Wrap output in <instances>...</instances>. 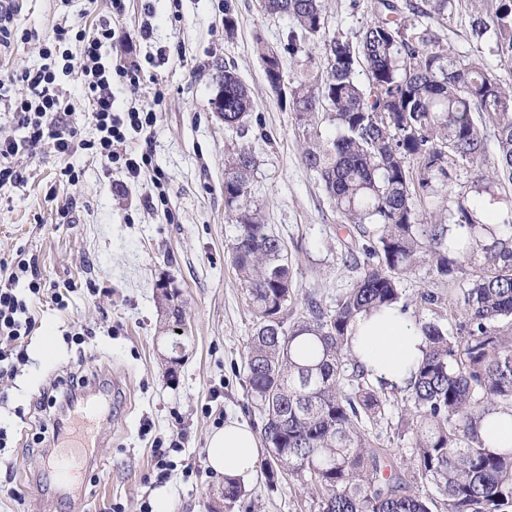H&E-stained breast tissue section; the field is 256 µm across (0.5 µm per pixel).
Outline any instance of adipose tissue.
<instances>
[{
  "label": "adipose tissue",
  "mask_w": 512,
  "mask_h": 512,
  "mask_svg": "<svg viewBox=\"0 0 512 512\" xmlns=\"http://www.w3.org/2000/svg\"><path fill=\"white\" fill-rule=\"evenodd\" d=\"M352 349L373 380L401 388L423 356V341L415 321L389 308L358 319ZM258 458L257 437L246 423L227 421L208 439L206 462L215 473L229 478L251 473Z\"/></svg>",
  "instance_id": "obj_1"
}]
</instances>
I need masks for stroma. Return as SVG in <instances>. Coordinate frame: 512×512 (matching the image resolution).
Instances as JSON below:
<instances>
[{
  "label": "stroma",
  "mask_w": 512,
  "mask_h": 512,
  "mask_svg": "<svg viewBox=\"0 0 512 512\" xmlns=\"http://www.w3.org/2000/svg\"><path fill=\"white\" fill-rule=\"evenodd\" d=\"M232 6L237 29L224 34V8ZM373 0H325L330 32L355 36L369 19ZM153 35L142 41L138 0L127 6L104 50L130 56L142 66L137 94L113 86L115 106H153L157 121L150 141L130 139L134 153L152 151L165 174L164 188L151 175L129 179L124 168L91 151L64 157L52 144L19 158L23 179L0 186V261L25 252L50 289L71 284L66 308L49 296L34 300L35 327L26 342L28 361L0 382V427L8 430L0 451V512H153L166 489L174 512H205L224 483L206 463L209 436L235 419L260 430L263 417L249 394L245 354L255 317L231 263L236 235L224 209V153L237 141L213 112L223 64L234 65L254 101L247 123L255 137L251 197L269 231L281 238L296 284L295 309L315 296L327 309L350 288L355 273L344 264L360 248L348 233L314 173L302 162L305 140L279 96L266 83L259 45H279L289 19L264 12L260 0H152ZM110 11L107 0H19L10 10V46H0V81L40 68V49L53 23L67 17L77 30H92ZM165 47L166 63L149 55ZM69 73L60 75L72 110L63 128L96 141L89 101L75 74L84 45L63 46ZM79 177L69 180L66 167ZM179 291L184 321L168 320L161 283ZM413 298L411 319H437L454 328L447 308L417 304L420 289H448L428 266L401 279ZM83 333L74 344V333ZM182 359L167 373L164 359L173 341ZM78 371L93 380L109 404L96 414L100 441L93 450L99 475L81 494L61 492L45 467L53 451L48 411L37 398ZM167 450L165 483L152 477V448ZM244 499L232 512H318L317 497L300 477L267 483L261 470L243 476Z\"/></svg>",
  "instance_id": "obj_1"
}]
</instances>
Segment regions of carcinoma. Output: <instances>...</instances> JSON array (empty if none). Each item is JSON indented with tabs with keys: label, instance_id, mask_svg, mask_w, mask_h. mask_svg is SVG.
<instances>
[{
	"label": "carcinoma",
	"instance_id": "cac0c4a2",
	"mask_svg": "<svg viewBox=\"0 0 512 512\" xmlns=\"http://www.w3.org/2000/svg\"><path fill=\"white\" fill-rule=\"evenodd\" d=\"M458 3L374 0L352 40L327 35L323 0H264V12L292 20L278 47H261L266 80L307 139L303 164L366 241L362 256L349 253L356 277L332 311L309 296L305 315L288 320V252L251 200L253 100L224 67L221 116L243 138L224 152V206L237 226L232 264L257 318L246 367L264 415L261 468L271 482L281 472L305 478L318 512H512V447L481 433L486 419L512 412V196L499 192L512 184V83L486 61L512 65V0H471L465 54L441 35ZM318 38L320 71L283 84L281 55L310 59L306 45ZM324 123L334 136L322 135ZM483 197L499 205L500 222L481 219L473 201ZM422 264L449 286L470 279L448 298L459 331L417 320L425 347L403 389L405 461L369 430L386 401L353 354L352 326L375 310H406L398 284ZM427 482L440 499L420 492ZM244 493L224 479L226 508Z\"/></svg>",
	"mask_w": 512,
	"mask_h": 512
}]
</instances>
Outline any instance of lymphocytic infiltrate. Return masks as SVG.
<instances>
[{"label":"lymphocytic infiltrate","mask_w":512,"mask_h":512,"mask_svg":"<svg viewBox=\"0 0 512 512\" xmlns=\"http://www.w3.org/2000/svg\"><path fill=\"white\" fill-rule=\"evenodd\" d=\"M71 33L72 28L67 21L61 20L53 25L52 34L41 49L44 65L16 76L17 82L26 89L24 96H11L9 87L0 83V112L7 113L11 123L22 132L17 139L0 138V185L21 181L22 175L15 165L16 157L43 141H52L56 152L63 156L77 152L80 147L75 132H64L45 121L47 113L68 109L63 89L56 81L52 60L57 46L68 41ZM113 35L110 21L101 22L91 33L83 34L85 62L79 79L85 87L91 116L100 133L96 155L111 163H122L128 177L136 180L149 171L152 164L150 154H122L118 148L126 142L131 132L143 139H150L157 116L153 107L147 105L124 112L115 109L113 84L119 83L130 92H138L141 66L135 61H115L102 54L103 44L111 40ZM0 276L8 281L7 286H0V377H12L19 365L26 361L24 343L35 325L29 300L40 297L46 289L37 273L34 259L21 252L11 261H0ZM22 278L26 279L29 291L25 297L20 296L14 288L15 282Z\"/></svg>","instance_id":"obj_1"}]
</instances>
